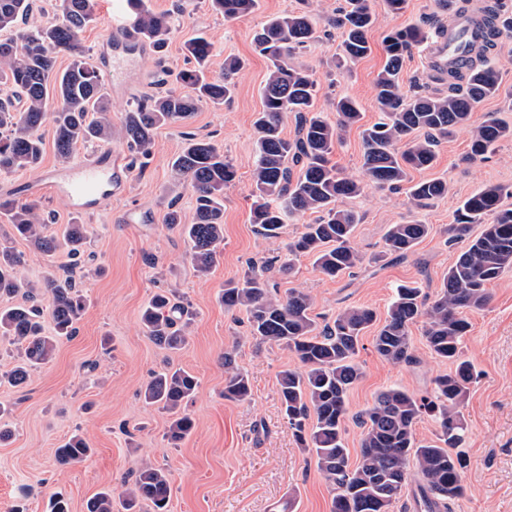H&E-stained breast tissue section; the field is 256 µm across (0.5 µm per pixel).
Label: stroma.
Segmentation results:
<instances>
[{
  "instance_id": "obj_1",
  "label": "stroma",
  "mask_w": 512,
  "mask_h": 512,
  "mask_svg": "<svg viewBox=\"0 0 512 512\" xmlns=\"http://www.w3.org/2000/svg\"><path fill=\"white\" fill-rule=\"evenodd\" d=\"M150 4L172 15L173 32L164 50L147 44L126 52L105 43L107 19L126 11V0H97L98 21L80 35L91 61L109 57L120 61L106 92L113 123H120L128 105L159 91L163 71L190 67L184 43L194 35L204 34L212 45V73L222 72L228 56L242 59L244 67L232 99L203 106L188 124L158 129L154 154L143 166L133 165L131 151L118 138L104 145L78 146L76 157L104 150L130 167L124 193L105 200L98 212L78 213L52 194L33 198L26 193V182L37 179L41 169L59 166L51 127L42 130L46 147L40 169L0 177V197L20 205L36 204L47 233L62 236L74 222L88 228L78 281L86 306L75 334L60 343L49 363L31 371L24 388L0 385V401L12 408L6 419L12 435L0 442V512H49L50 498L56 493L67 500L70 512H87L86 504L96 493H120L147 464L170 475L169 512H331L334 493L315 458L297 447L281 411L279 373L292 363L291 354L253 339L245 314L225 311L220 302L225 284L242 278L249 261L286 257L288 240L315 220L309 213L288 220L276 241L264 238L252 222L253 122L262 108L260 92L269 67L255 48L254 35L268 17L314 14L320 36L302 51L301 59L317 81L318 110L333 113L336 99L344 95L360 105L361 120L343 133L331 156L333 164L356 176L362 132L379 117L376 78L385 63L384 36L410 25L434 32L447 11L440 0H406L397 13L388 9L386 0H369L375 19L368 32L371 51L340 69L336 62L342 35L332 20L345 0H258L255 13L234 22L213 12L208 0H150ZM490 63L499 76V95L483 101L468 125L441 140L430 168L408 174L412 183L446 180L447 195L422 208L414 207L402 188L369 189L343 200V207L359 214L352 242L367 257V264L332 279L319 273L311 257H297L291 273L273 278L279 295L292 288L307 292L311 314L321 325L352 307L370 308L377 319H384L393 291L401 284L436 295L462 249L448 234L456 209L486 184L512 186V140L501 141L485 160L463 161L472 125L491 112L512 121V35L501 38ZM186 129L210 138L238 172L236 183L224 191V245L203 278L190 262L182 235L164 222L172 204L184 222L194 216L191 190L182 189L177 195L171 190V161ZM126 210L133 211L134 223H117V215ZM414 220L429 224V235L405 260L383 256L390 225ZM0 243L24 254L25 276L35 283L61 275L71 265L66 251L50 258L13 236L1 213ZM167 288L186 298L195 312L189 339L176 352L156 346L140 325L144 304ZM469 321L464 354L478 379L462 409L467 423L460 446L467 460L465 494L449 512H512V269L494 285L488 307L470 314ZM422 332L421 325L411 328L419 359L415 365L381 359L372 346L376 328L365 332L356 357L362 376L348 394L350 416L344 440L350 459H357L361 446L362 428L356 417L380 391L400 387L420 395L431 390L436 376L448 371V363L430 356ZM228 351L249 376L247 401L224 397ZM168 364L189 370L199 381L188 405L196 427L176 448L165 438L167 414L146 405L140 396L153 372ZM75 433L89 442L90 457L77 465L59 464L56 448Z\"/></svg>"
}]
</instances>
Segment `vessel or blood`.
<instances>
[{"label": "vessel or blood", "mask_w": 512, "mask_h": 512, "mask_svg": "<svg viewBox=\"0 0 512 512\" xmlns=\"http://www.w3.org/2000/svg\"><path fill=\"white\" fill-rule=\"evenodd\" d=\"M474 29L464 18L457 19L453 26L440 28L428 50V66L444 69L462 57L466 38L473 36ZM120 163L111 153L98 152L76 161L65 170L48 171L43 182L28 185L27 190L39 194L51 189L66 200L77 211H90L104 199L117 194Z\"/></svg>", "instance_id": "b4317fda"}]
</instances>
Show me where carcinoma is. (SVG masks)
Instances as JSON below:
<instances>
[{
    "label": "carcinoma",
    "mask_w": 512,
    "mask_h": 512,
    "mask_svg": "<svg viewBox=\"0 0 512 512\" xmlns=\"http://www.w3.org/2000/svg\"><path fill=\"white\" fill-rule=\"evenodd\" d=\"M212 9L227 20L253 14L257 0H209ZM135 26L157 49L164 48L172 34L170 14L158 12L149 0H128ZM502 0H489L470 18L474 38L466 41L468 67H448L432 78L448 86L446 93L406 96L400 85L405 56L428 40L418 26L388 33L384 38L386 61L376 79L379 120L363 131L361 176H346L331 164L330 155L347 128L361 120L357 102L341 96L335 115L315 108L316 81L309 68L296 60L298 52L317 38V26L309 13H288L267 19L255 34L259 53L270 62L262 88V110L254 125L255 161L251 173L253 223L267 239L281 237L288 218L307 212L318 215L312 224L286 244L288 256L311 255L320 273L334 278L365 262L352 244L359 216L338 201L362 195L368 188L397 190L408 180V170L426 169L436 159L438 139L466 124L471 113L495 96L500 85L488 65L499 39L512 32V17L503 12ZM31 0H0V31L11 30L18 21L27 28L0 42V76L13 88V95L0 97V174L36 168L44 153L41 129L52 126L57 159L71 161L77 145L108 143L118 135L137 159L149 158L159 128L193 116L202 106L231 99L235 78L243 64L237 57L224 59V71H208L211 44L193 38L184 48L195 65L175 75L177 90H166L127 108L120 125L112 124L104 93L101 69L87 62L79 33L95 17V0H59L56 22L44 24L31 18ZM343 31L342 59H359L371 47L367 32L374 24L368 0H347L334 20ZM71 62L56 70V54ZM57 105L48 111L49 98ZM295 113L298 129L294 139L283 135L282 120ZM512 140V125L487 116L471 130L467 163L487 158L496 144ZM173 189L188 186L195 197V213L183 222L175 205H169L164 223L177 227L189 244V258L200 276L214 266L224 244V188L237 179L234 164L224 152L204 137L184 135L183 145L172 162ZM448 193L441 179L424 180L408 187L416 206ZM509 190L487 184L468 196L449 225V241L465 240L433 300L421 289L403 285L396 289L383 325L373 338L377 355L388 362L416 361L411 326L424 323L425 346L436 359L451 365L437 376L432 392L416 395L399 387L377 394L358 415L363 427L360 453L349 464L343 443L349 415L348 393L361 378L356 362L362 335L376 321V313L364 307L344 309L324 326L311 315L308 293L291 288L284 297L270 289L274 273L285 274L291 262L276 267L267 261L251 262L242 279L229 283L221 295L224 310L243 311L251 335L288 349L294 364L279 374L282 411L301 448L315 455L316 464L334 490L333 512H392L404 495L412 473L422 479L419 506L424 512H441L464 492V456L454 451L463 440L466 424L462 408L470 385L478 374L462 357V344L470 327L468 314L484 309L491 299V286L512 269V207L503 204ZM13 234L36 250L54 255L60 247L71 256L81 254L86 243L82 224L68 225L64 241L45 232L44 220L34 204L17 205L1 200ZM482 225L471 235L472 225ZM430 225L410 222L393 224L385 237L384 255L404 258L428 236ZM25 258L12 247L0 245V298L26 290V301L0 307V336L18 344L20 362L1 372L0 378L19 387L32 367L49 362L62 338L75 332L86 301L73 272L46 278L35 286L25 280ZM49 313L54 334L43 332L41 318ZM193 312L188 303L167 293H157L143 308L140 322L144 334L155 344L175 351L187 342ZM198 387L197 377L168 366L153 374L143 392L144 401L157 405L169 416L168 443L178 447L194 430L195 421L184 405ZM250 395L247 374L233 355L224 353V398L243 401ZM437 425L436 439L416 438V425L423 416ZM90 453L79 435L55 450L62 465L84 461ZM170 479L158 467L142 468L123 492V512H168ZM87 512H114L112 491H101L86 505Z\"/></svg>",
    "instance_id": "obj_1"
}]
</instances>
